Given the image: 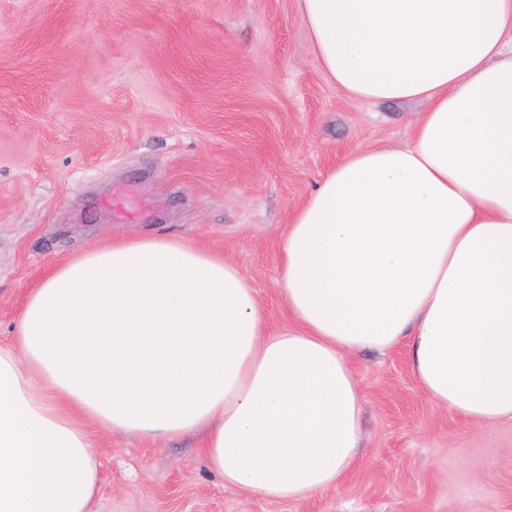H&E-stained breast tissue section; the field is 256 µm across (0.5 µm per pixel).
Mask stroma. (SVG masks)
I'll use <instances>...</instances> for the list:
<instances>
[{"label": "stroma", "mask_w": 512, "mask_h": 512, "mask_svg": "<svg viewBox=\"0 0 512 512\" xmlns=\"http://www.w3.org/2000/svg\"><path fill=\"white\" fill-rule=\"evenodd\" d=\"M426 103L348 97L297 0H0V341L56 263L147 233L222 253L271 325L295 208L348 153L408 140ZM359 465L296 502L228 488L194 432L91 427V512H512V423L431 402L403 348L350 358Z\"/></svg>", "instance_id": "obj_1"}]
</instances>
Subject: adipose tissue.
<instances>
[{
  "instance_id": "adipose-tissue-1",
  "label": "adipose tissue",
  "mask_w": 512,
  "mask_h": 512,
  "mask_svg": "<svg viewBox=\"0 0 512 512\" xmlns=\"http://www.w3.org/2000/svg\"><path fill=\"white\" fill-rule=\"evenodd\" d=\"M327 77L427 102L328 171L283 236L292 325L223 256L120 236L56 266L0 345V512H89L88 424L201 430L228 487L298 501L358 463L359 351L406 346L434 403L512 421V0H297Z\"/></svg>"
}]
</instances>
